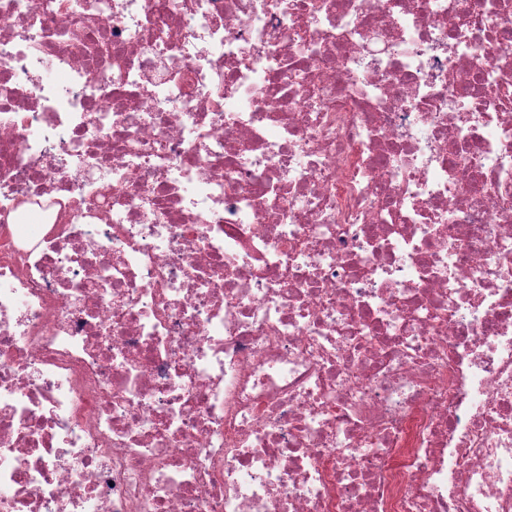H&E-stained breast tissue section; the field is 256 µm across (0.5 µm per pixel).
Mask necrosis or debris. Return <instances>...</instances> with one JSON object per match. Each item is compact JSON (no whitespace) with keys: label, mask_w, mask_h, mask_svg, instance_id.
I'll list each match as a JSON object with an SVG mask.
<instances>
[{"label":"necrosis or debris","mask_w":512,"mask_h":512,"mask_svg":"<svg viewBox=\"0 0 512 512\" xmlns=\"http://www.w3.org/2000/svg\"><path fill=\"white\" fill-rule=\"evenodd\" d=\"M0 0V512H512V0Z\"/></svg>","instance_id":"1"}]
</instances>
